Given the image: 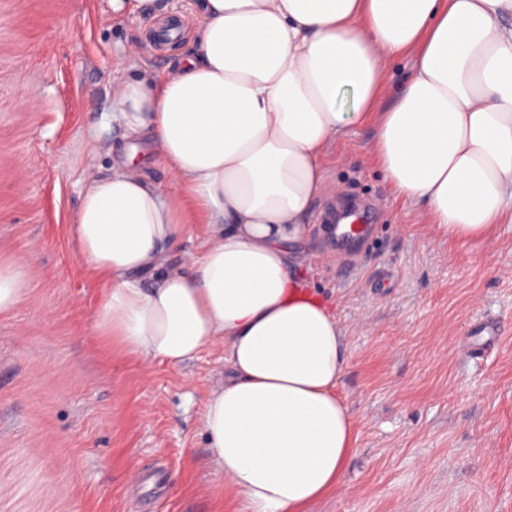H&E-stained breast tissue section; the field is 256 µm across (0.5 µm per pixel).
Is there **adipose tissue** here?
Listing matches in <instances>:
<instances>
[{"mask_svg":"<svg viewBox=\"0 0 512 512\" xmlns=\"http://www.w3.org/2000/svg\"><path fill=\"white\" fill-rule=\"evenodd\" d=\"M173 69L112 80V112L149 133L175 187L127 162L88 175L76 217L103 284L94 327L114 353L182 364L224 348L200 417L240 512H308L341 483L354 421L336 392L349 356L325 297L291 258L346 131L421 223L458 241L512 222V0H196ZM413 69L376 104L390 62ZM207 219L191 239L187 205ZM196 227V234L192 238L191 242L185 241L179 247L167 252V265H176L180 263L183 259V255L185 252L196 251L199 248L200 244L206 237L207 224H197Z\"/></svg>","mask_w":512,"mask_h":512,"instance_id":"1","label":"adipose tissue"}]
</instances>
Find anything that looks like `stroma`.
Returning a JSON list of instances; mask_svg holds the SVG:
<instances>
[{
	"instance_id": "35a3bbf8",
	"label": "stroma",
	"mask_w": 512,
	"mask_h": 512,
	"mask_svg": "<svg viewBox=\"0 0 512 512\" xmlns=\"http://www.w3.org/2000/svg\"><path fill=\"white\" fill-rule=\"evenodd\" d=\"M160 25L112 0H0V265L30 261L26 301L0 311V512H214L223 477L199 417L222 347L179 366L114 355L74 234L86 176L129 144L173 185L112 117L113 77L175 65ZM373 134L367 121L337 141L336 191L291 247L344 330L356 434L309 512H512V223L469 243L429 232L374 164ZM354 205L374 245L351 267L324 229ZM492 317L498 336L471 354Z\"/></svg>"
}]
</instances>
